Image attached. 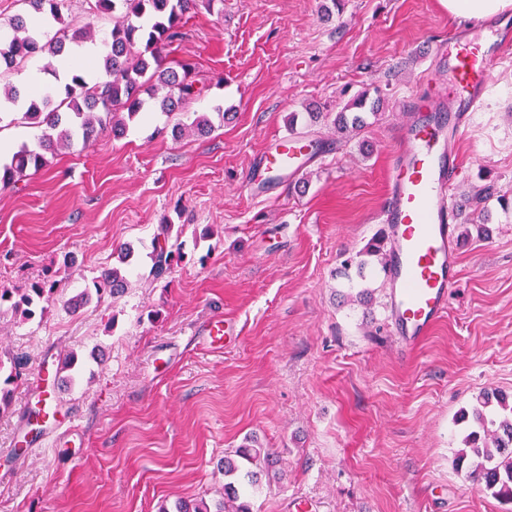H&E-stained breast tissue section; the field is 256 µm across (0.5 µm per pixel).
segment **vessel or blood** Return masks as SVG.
Masks as SVG:
<instances>
[{"mask_svg": "<svg viewBox=\"0 0 512 512\" xmlns=\"http://www.w3.org/2000/svg\"><path fill=\"white\" fill-rule=\"evenodd\" d=\"M512 52L506 31L450 30L440 50L444 67L435 103H411L400 128L402 150L392 159L378 213L391 240L384 282L391 331L405 346L418 344L446 314L460 276L452 184L459 174L456 146L470 113L484 108L491 84L488 63ZM312 150L295 134L276 139L262 159L269 175L297 176ZM236 329L221 316L207 320L204 336L216 349Z\"/></svg>", "mask_w": 512, "mask_h": 512, "instance_id": "vessel-or-blood-1", "label": "vessel or blood"}]
</instances>
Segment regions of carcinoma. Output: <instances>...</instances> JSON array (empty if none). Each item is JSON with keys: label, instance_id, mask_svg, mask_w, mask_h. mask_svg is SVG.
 <instances>
[{"label": "carcinoma", "instance_id": "1", "mask_svg": "<svg viewBox=\"0 0 512 512\" xmlns=\"http://www.w3.org/2000/svg\"><path fill=\"white\" fill-rule=\"evenodd\" d=\"M69 0H21L34 12L43 15V24L32 26L18 14L5 25V39L0 40V60L6 69L20 67L36 54L53 59L71 53L76 46L95 42L97 20L112 21L109 36L104 39L107 53L91 70H79L64 86L60 100L50 94L22 99L19 90L8 84L0 86V115L19 105L25 108L23 118L31 124L46 126L38 149L26 146L14 152L10 161L0 163V186L7 188L27 172L45 167L46 155L59 146L66 147L78 140L89 144L111 131L112 136L125 134L128 122L135 119L148 103H159V110L172 113L201 96L193 63L173 60L167 66L162 61L163 50L180 40L188 14L200 3L209 8L215 0H84V13L67 11ZM379 116L370 101V92L357 93L333 121L336 133L347 138L361 134L368 126V116ZM213 124L205 114L189 124L172 127L175 138L191 131L206 135ZM501 198L493 185L475 187L467 204L478 206L493 198ZM173 225H160L153 241L150 275L159 279L183 260L181 245L171 242ZM94 289H85L65 302L71 314L77 313L94 298L115 299L126 292L129 281L121 269L112 266L100 271L93 281ZM57 283L45 276L26 288H0V306L8 303L13 312L24 320L31 319L35 310L45 309L54 300ZM9 373L0 381V410L12 403V390L23 374L25 361L21 356L4 354ZM460 421L467 424L462 448L457 453L458 466H467L468 474L484 484L485 490L497 498L512 499V398L498 392H484L476 403L461 413ZM270 453L254 443H246L224 456V475L236 476L255 486L256 469L269 461ZM217 512H251L233 483L224 484L223 499L213 505ZM201 498L191 504H175L176 512H211L213 507Z\"/></svg>", "mask_w": 512, "mask_h": 512}]
</instances>
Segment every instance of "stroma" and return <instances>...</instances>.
<instances>
[{
	"instance_id": "obj_1",
	"label": "stroma",
	"mask_w": 512,
	"mask_h": 512,
	"mask_svg": "<svg viewBox=\"0 0 512 512\" xmlns=\"http://www.w3.org/2000/svg\"><path fill=\"white\" fill-rule=\"evenodd\" d=\"M329 2L192 11L173 55L195 64L198 99L145 110L123 137L75 143L0 188V286L50 268L67 299L120 247L134 251L121 298L75 315L55 302L27 321L0 308V352L28 359L0 411V512L214 503L221 462L248 438L274 461L246 491L252 512H512L455 466L461 410L486 390L512 395V56L490 64L455 189L488 182L506 200L476 209L488 234L464 241L447 316L406 351L387 333L381 278L342 262L383 234L402 101L433 98L439 63L425 48L461 20L439 0H344L327 13ZM367 87L383 102L378 119L338 137L331 114ZM218 105L230 115L211 134H169ZM313 105L327 118L310 127ZM292 131L321 147L306 175L261 176L263 152ZM163 224L179 230L184 260L156 280L149 255ZM364 290L371 304H354ZM216 315L240 331L221 351L197 333ZM69 351L81 379L59 389ZM52 395L56 423L31 420ZM39 435L49 446L31 452Z\"/></svg>"
}]
</instances>
